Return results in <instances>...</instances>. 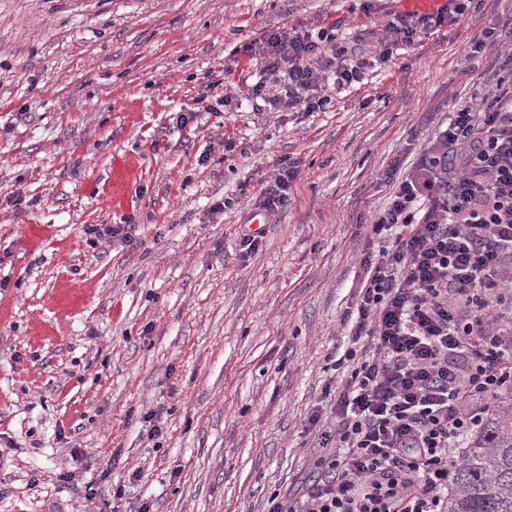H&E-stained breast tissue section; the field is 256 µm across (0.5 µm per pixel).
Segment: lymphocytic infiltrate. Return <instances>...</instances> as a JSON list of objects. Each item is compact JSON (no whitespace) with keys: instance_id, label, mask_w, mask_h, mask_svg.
Here are the masks:
<instances>
[{"instance_id":"obj_1","label":"lymphocytic infiltrate","mask_w":512,"mask_h":512,"mask_svg":"<svg viewBox=\"0 0 512 512\" xmlns=\"http://www.w3.org/2000/svg\"><path fill=\"white\" fill-rule=\"evenodd\" d=\"M471 2L367 33L374 60ZM334 40L283 28L252 47L264 72L286 77L273 104L316 112L327 84L361 80L370 59L327 55ZM383 181L333 361L350 375L311 418L329 472L268 512H447L452 451L512 389V76L449 113L419 161L390 165Z\"/></svg>"}]
</instances>
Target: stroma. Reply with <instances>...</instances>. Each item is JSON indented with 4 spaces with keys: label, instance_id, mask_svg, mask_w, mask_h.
<instances>
[{
    "label": "stroma",
    "instance_id": "1",
    "mask_svg": "<svg viewBox=\"0 0 512 512\" xmlns=\"http://www.w3.org/2000/svg\"><path fill=\"white\" fill-rule=\"evenodd\" d=\"M406 12L0 0V512H267L316 476L309 417L387 199L381 175L506 76L500 45L466 51L512 21V0H473L317 112L271 106L276 81L254 97L247 48L331 26L337 47L365 52L363 33ZM208 87L223 107L198 104ZM116 154L139 168L117 209L104 193ZM284 163L288 202L242 256L240 226ZM126 222L128 243L88 232Z\"/></svg>",
    "mask_w": 512,
    "mask_h": 512
}]
</instances>
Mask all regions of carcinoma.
I'll use <instances>...</instances> for the list:
<instances>
[{
  "label": "carcinoma",
  "mask_w": 512,
  "mask_h": 512,
  "mask_svg": "<svg viewBox=\"0 0 512 512\" xmlns=\"http://www.w3.org/2000/svg\"><path fill=\"white\" fill-rule=\"evenodd\" d=\"M450 483L447 512H512V420L501 410L466 435Z\"/></svg>",
  "instance_id": "cac0c4a2"
}]
</instances>
